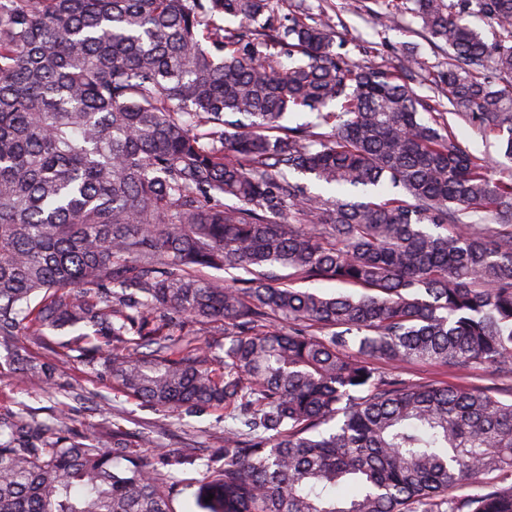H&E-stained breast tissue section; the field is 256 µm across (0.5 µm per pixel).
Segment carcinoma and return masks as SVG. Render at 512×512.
<instances>
[{
	"label": "carcinoma",
	"mask_w": 512,
	"mask_h": 512,
	"mask_svg": "<svg viewBox=\"0 0 512 512\" xmlns=\"http://www.w3.org/2000/svg\"><path fill=\"white\" fill-rule=\"evenodd\" d=\"M371 2L448 48L437 87L512 160V0ZM273 11L0 0V350L18 384L47 386L53 359L14 340L67 328L105 340L125 396L224 408L195 512H512V398L377 366L512 376V175L416 94L413 56L360 66L328 13ZM306 109L316 122L288 125ZM189 320L224 325V355ZM67 409L0 421V512H173L196 461L161 448L146 467L116 433L109 450L66 436Z\"/></svg>",
	"instance_id": "cac0c4a2"
}]
</instances>
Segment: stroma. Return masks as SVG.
<instances>
[{
  "instance_id": "1",
  "label": "stroma",
  "mask_w": 512,
  "mask_h": 512,
  "mask_svg": "<svg viewBox=\"0 0 512 512\" xmlns=\"http://www.w3.org/2000/svg\"><path fill=\"white\" fill-rule=\"evenodd\" d=\"M336 6V41L350 59L360 65H388L404 53L413 54L423 76L416 92L427 99L437 94L431 78L448 65V51L422 34L409 18L385 25L369 11L368 0H333ZM459 142L469 152L488 159L495 176L512 171V161L505 158L494 136L481 133L468 121L452 119ZM25 357L56 362L54 389L73 392L71 409L63 426L71 435L110 444L113 432L128 435L137 442V456L143 464L155 461L157 447L176 448L208 461L219 457L224 442V411L210 408L180 419L167 412L145 406L140 401L118 394L112 379L101 365L89 364L75 348L69 333L48 331L41 336L22 335L17 339ZM398 375L407 381H434L446 384H473L493 390L512 387V377L484 367L471 372L441 366L412 364ZM51 389V390H54ZM50 389L40 383L17 385L11 373L0 374V421L10 419L20 405H27L46 419L55 413ZM149 436L148 444H139L140 436Z\"/></svg>"
}]
</instances>
